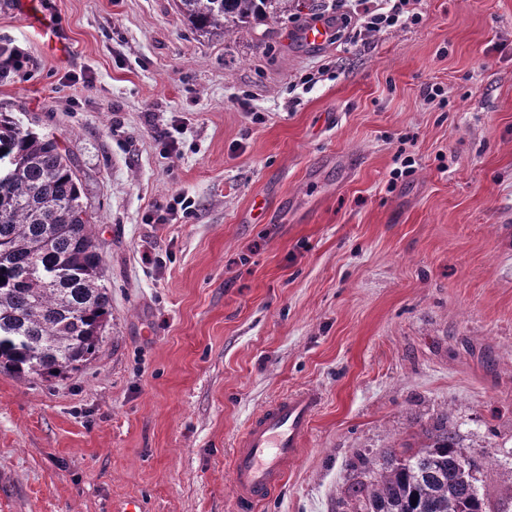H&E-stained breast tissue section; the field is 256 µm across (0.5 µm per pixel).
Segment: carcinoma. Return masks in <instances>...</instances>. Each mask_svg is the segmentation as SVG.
Segmentation results:
<instances>
[{"mask_svg":"<svg viewBox=\"0 0 512 512\" xmlns=\"http://www.w3.org/2000/svg\"><path fill=\"white\" fill-rule=\"evenodd\" d=\"M302 6V0H178L200 35L226 37ZM96 223L81 202L77 169L59 141L0 109V373L64 375L103 342L111 297L102 284ZM368 462L357 489L364 512H488L475 485V460L445 420Z\"/></svg>","mask_w":512,"mask_h":512,"instance_id":"obj_1","label":"carcinoma"}]
</instances>
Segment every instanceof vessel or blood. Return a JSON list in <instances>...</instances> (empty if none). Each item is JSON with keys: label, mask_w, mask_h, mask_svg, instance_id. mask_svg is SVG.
I'll return each instance as SVG.
<instances>
[{"label": "vessel or blood", "mask_w": 512, "mask_h": 512, "mask_svg": "<svg viewBox=\"0 0 512 512\" xmlns=\"http://www.w3.org/2000/svg\"><path fill=\"white\" fill-rule=\"evenodd\" d=\"M319 405L310 391L290 394L263 409L239 436L232 467L238 512L275 490L298 459Z\"/></svg>", "instance_id": "1"}]
</instances>
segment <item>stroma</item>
I'll list each match as a JSON object with an SVG mask.
<instances>
[{
    "label": "stroma",
    "mask_w": 512,
    "mask_h": 512,
    "mask_svg": "<svg viewBox=\"0 0 512 512\" xmlns=\"http://www.w3.org/2000/svg\"><path fill=\"white\" fill-rule=\"evenodd\" d=\"M21 2L0 0V63L26 57L0 107L72 156L111 309L78 370L0 373V512H233L238 433L303 389L319 397L303 452L253 512H352L357 458L438 418L498 507L512 0H422V24L358 43L323 0L240 40L193 34L177 0H37L63 60ZM315 18L340 32L317 49L297 37ZM179 196L188 217L145 223Z\"/></svg>",
    "instance_id": "1"
}]
</instances>
